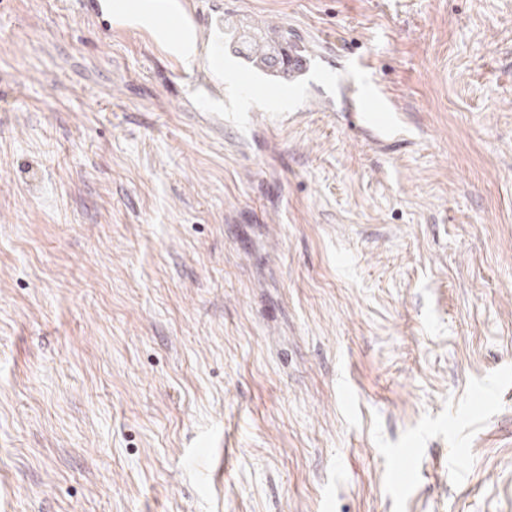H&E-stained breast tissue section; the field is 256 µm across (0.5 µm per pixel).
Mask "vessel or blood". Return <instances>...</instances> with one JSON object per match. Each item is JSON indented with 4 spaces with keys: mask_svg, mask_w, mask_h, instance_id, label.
Returning <instances> with one entry per match:
<instances>
[{
    "mask_svg": "<svg viewBox=\"0 0 512 512\" xmlns=\"http://www.w3.org/2000/svg\"><path fill=\"white\" fill-rule=\"evenodd\" d=\"M133 0H85L84 12L94 17L108 15L114 25L137 20ZM153 39L162 43L170 58L178 62L177 76L196 95L202 109L214 112L216 120L240 105L250 110L264 108L270 94L268 79L305 89L317 65L315 54L297 42L280 43L269 60L255 62L250 71L224 67V14L221 9L203 12L195 0H177L141 21ZM341 86L358 127L386 139L401 138V117L383 85L369 66L348 63Z\"/></svg>",
    "mask_w": 512,
    "mask_h": 512,
    "instance_id": "b4317fda",
    "label": "vessel or blood"
}]
</instances>
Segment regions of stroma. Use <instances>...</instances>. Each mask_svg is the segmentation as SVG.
<instances>
[{
    "label": "stroma",
    "instance_id": "obj_1",
    "mask_svg": "<svg viewBox=\"0 0 512 512\" xmlns=\"http://www.w3.org/2000/svg\"><path fill=\"white\" fill-rule=\"evenodd\" d=\"M220 2L411 136L0 0V512H512V0Z\"/></svg>",
    "mask_w": 512,
    "mask_h": 512
}]
</instances>
